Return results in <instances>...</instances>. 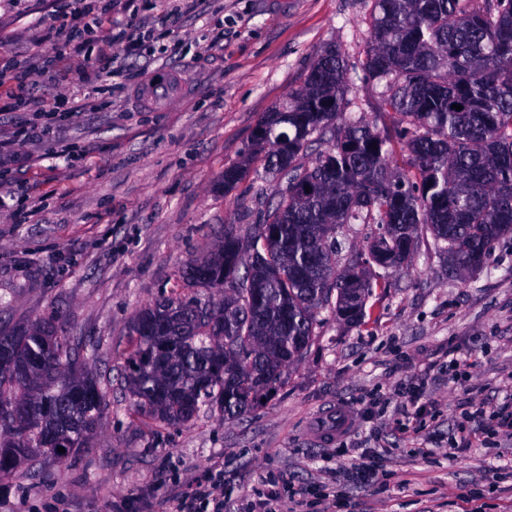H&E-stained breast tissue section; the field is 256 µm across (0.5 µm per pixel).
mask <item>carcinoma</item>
I'll use <instances>...</instances> for the list:
<instances>
[{
    "instance_id": "1",
    "label": "carcinoma",
    "mask_w": 512,
    "mask_h": 512,
    "mask_svg": "<svg viewBox=\"0 0 512 512\" xmlns=\"http://www.w3.org/2000/svg\"><path fill=\"white\" fill-rule=\"evenodd\" d=\"M363 69L383 84L396 127L343 118L347 67L328 47L224 169L229 189L261 155L265 172L287 181L250 246L227 228L212 253L187 264L186 278L219 300L164 297L134 320L124 360L134 414L168 426L206 409L244 415L304 355L319 313L362 322L366 299L388 287L371 268H404L419 229L467 270L512 235V0H376ZM313 140L327 148L297 164ZM346 224L377 233L340 271L336 235ZM85 351L45 321L0 333V357L13 365L0 371V479L91 447L106 400ZM52 434L67 451L47 442Z\"/></svg>"
}]
</instances>
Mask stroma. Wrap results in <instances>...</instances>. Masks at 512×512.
<instances>
[{
  "mask_svg": "<svg viewBox=\"0 0 512 512\" xmlns=\"http://www.w3.org/2000/svg\"><path fill=\"white\" fill-rule=\"evenodd\" d=\"M374 0H116L90 36L89 57L111 48L112 73L71 81L80 59L32 73L31 106L0 111V131L36 121L65 94L85 107L47 138L14 147L0 167V331L56 320L94 342L86 369L107 406L89 453L37 464V479L0 481V512H166V501L207 468L231 492L224 512H246L270 480L306 489L305 512H512V435L486 417L512 392V237L483 266L448 267L421 231L408 269L374 289L358 325L324 319L284 383L251 413L205 411L183 426L134 416L122 355L142 309L160 296L208 298L183 272L233 227L249 241L257 212L281 184L262 162L233 188L257 122L300 88L318 53L333 45L348 63L345 110L396 126L383 88L362 68ZM63 0H0V69L30 60L44 28L64 21ZM166 24H158L160 16ZM154 31L161 60L123 57L121 31ZM182 69L189 93L160 111L136 90ZM468 373L452 383L451 371ZM427 407L415 434L394 429L413 394ZM348 411L349 430L314 432ZM373 456L377 474L350 467ZM333 496L322 499V489Z\"/></svg>",
  "mask_w": 512,
  "mask_h": 512,
  "instance_id": "1",
  "label": "stroma"
}]
</instances>
